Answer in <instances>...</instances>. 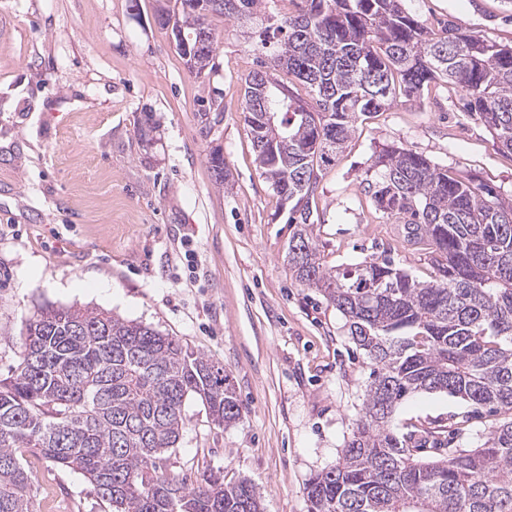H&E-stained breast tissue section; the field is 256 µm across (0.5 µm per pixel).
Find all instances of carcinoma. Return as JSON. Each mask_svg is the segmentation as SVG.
<instances>
[{
  "mask_svg": "<svg viewBox=\"0 0 512 512\" xmlns=\"http://www.w3.org/2000/svg\"><path fill=\"white\" fill-rule=\"evenodd\" d=\"M200 2L174 0L161 25L187 36L202 24L215 46V17L276 19L258 30L244 120L261 176L288 201L292 276L343 314L373 366L339 461L305 487L308 512H512V419L481 447L428 463L414 461L420 432L390 429L398 405L419 392L512 414V203L410 149L382 151L383 179L367 194L404 243H431L430 281L388 257L326 265L312 207L322 171L357 122L433 84L462 88L465 108L512 153V44L451 25L436 38L402 0H218L205 11ZM264 112L273 124L259 119ZM208 164L224 184L220 150ZM189 397L219 428L241 416L224 367L179 339L109 313L43 310L26 327L14 373L0 380V512H33L24 465L33 450L83 473L109 512H262L246 481L226 484L219 474L189 487L163 469Z\"/></svg>",
  "mask_w": 512,
  "mask_h": 512,
  "instance_id": "1",
  "label": "carcinoma"
}]
</instances>
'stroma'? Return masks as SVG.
<instances>
[{
	"label": "stroma",
	"instance_id": "1",
	"mask_svg": "<svg viewBox=\"0 0 512 512\" xmlns=\"http://www.w3.org/2000/svg\"><path fill=\"white\" fill-rule=\"evenodd\" d=\"M434 34L452 25L512 43V0H404ZM157 0H0V378L41 307L109 312L178 338L221 363L242 415L212 424L200 399L163 462L196 486L220 470L248 480L263 512H307L304 487L331 468L363 407L372 366L345 317L288 271L291 229L261 176L244 122L255 54L217 18L215 69L179 56ZM462 90L439 84L358 123L323 172L316 241L332 266L388 257L420 281L428 249L405 246L366 193L377 155L422 154L512 202V153L500 150ZM218 121L206 125V116ZM154 131L140 138L137 127ZM231 173L216 185L207 158ZM193 251L188 267L185 251ZM444 392L396 409L397 433L434 431L443 448L480 447L511 419ZM37 512H107L89 480L29 457Z\"/></svg>",
	"mask_w": 512,
	"mask_h": 512
}]
</instances>
